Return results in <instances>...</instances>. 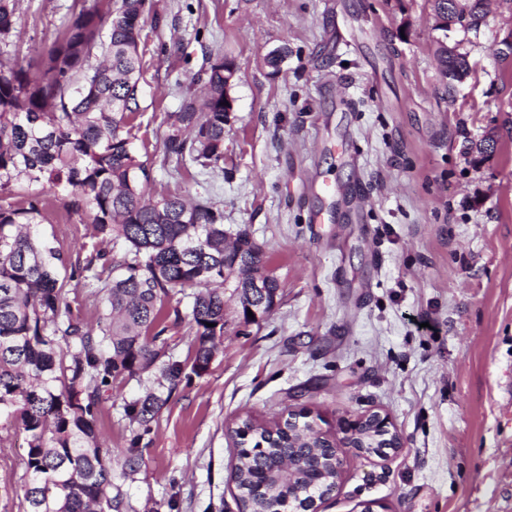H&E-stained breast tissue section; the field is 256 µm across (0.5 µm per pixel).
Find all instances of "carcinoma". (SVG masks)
Returning a JSON list of instances; mask_svg holds the SVG:
<instances>
[{
  "instance_id": "1",
  "label": "carcinoma",
  "mask_w": 512,
  "mask_h": 512,
  "mask_svg": "<svg viewBox=\"0 0 512 512\" xmlns=\"http://www.w3.org/2000/svg\"><path fill=\"white\" fill-rule=\"evenodd\" d=\"M19 0H0V43L17 36ZM147 0H75L62 35L44 49L37 69L0 63V192L18 181L63 194L64 205L85 214L114 248L98 251L83 271L112 256L105 283L107 313L94 330L74 319L60 253L38 239L42 199L28 207H0V414L27 435V512H117L112 496V449L96 430L102 389L147 368L158 390L125 407L129 423L146 434L185 377L209 369L224 336V284L239 302L254 276L266 291L260 316L279 295V281L261 273L263 252L244 230L224 229V215L206 200L149 196L148 162L137 155L131 121L140 110L142 32ZM233 64L210 65L206 92L186 97L164 114L165 156L189 157L203 167L224 160V80ZM194 288V355L172 359L160 337V314L178 290ZM63 340L69 350L59 349ZM288 422L271 428L244 420L233 479L251 512H269L259 478L285 460L303 477L321 467L311 492L336 487L332 455L313 451Z\"/></svg>"
}]
</instances>
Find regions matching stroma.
Segmentation results:
<instances>
[{
  "label": "stroma",
  "instance_id": "1",
  "mask_svg": "<svg viewBox=\"0 0 512 512\" xmlns=\"http://www.w3.org/2000/svg\"><path fill=\"white\" fill-rule=\"evenodd\" d=\"M135 146L153 196L191 194L247 228L277 277L272 312L246 325L224 291V336L122 469L136 431L126 403L156 388L147 369L113 382L97 428L112 450L120 512H239L232 431L309 411L328 435L343 416L386 414L402 437L385 457L341 449L320 512H512V11L457 28L474 63L449 87L429 0H153ZM73 0H21L0 62H38ZM285 55L271 66L277 50ZM235 65L224 168L165 156L161 124L207 62ZM493 149L476 153L487 132ZM42 197L40 234L59 250L72 312L106 313L105 279L85 259L101 237L61 197L21 181L0 206ZM165 310L173 359L194 353L192 298ZM23 430L0 416V512H27Z\"/></svg>",
  "mask_w": 512,
  "mask_h": 512
}]
</instances>
